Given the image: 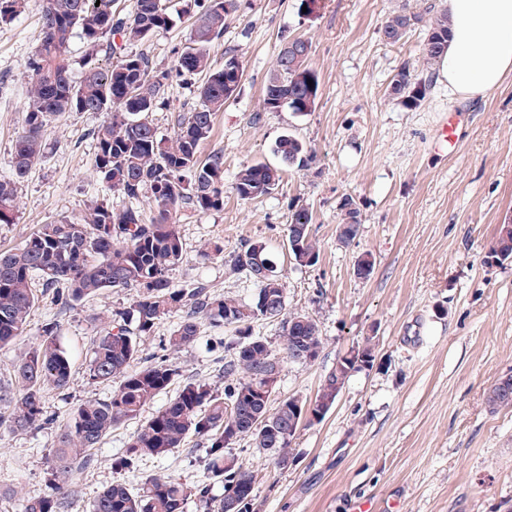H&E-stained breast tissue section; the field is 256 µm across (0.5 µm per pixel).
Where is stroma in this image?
<instances>
[{
    "label": "stroma",
    "mask_w": 512,
    "mask_h": 512,
    "mask_svg": "<svg viewBox=\"0 0 512 512\" xmlns=\"http://www.w3.org/2000/svg\"><path fill=\"white\" fill-rule=\"evenodd\" d=\"M177 16L142 46L157 67H171L193 39L196 17L181 0H168ZM299 0H242L226 19L224 34L209 47L213 66L227 51L244 65L235 98L217 113L202 155L224 156V207L188 211L180 232L186 249L170 274L174 287L202 281L212 291L249 300L253 284L229 276L222 260L202 252L220 239L225 252L260 240L286 277L287 308L318 323L321 349L314 362L284 361L277 395L314 400L338 358L371 341L375 365L353 372L325 417L301 426L295 460L275 467L270 455L241 441L235 454L255 475L259 512H512V406L491 408L489 388L512 376V261L488 262L500 224L512 218V73L485 99L460 103L448 97L439 66L419 61L425 39L414 26L398 44L386 43L380 27L400 0H322L311 16ZM40 2L0 24V178L13 173V147L22 130L30 74L28 58L39 44ZM312 40L310 64L320 89L313 111L267 112L262 107L267 73L282 35ZM430 80L414 109L391 96L402 66ZM201 76L184 75L166 91V106L153 114L158 132L170 137L195 102ZM460 112L458 142L448 155L430 145L449 110ZM96 112H68L45 135L40 162L25 177L12 223L0 224V251L21 247L43 224L76 220L95 200L114 209L134 208L144 221L147 200L112 193L94 168ZM291 133L315 153L311 171L285 170L279 187L253 200L239 199L231 185L242 165L280 160L277 139ZM359 204L361 224L352 245L337 240L344 197ZM307 206L320 246L315 266L300 268L288 254V208ZM374 269L355 272L361 255ZM24 336L0 349V383L55 325L67 352L68 388L43 392L46 424L28 432L0 427V512H22L24 499L47 490L48 454L58 445L73 409L104 399L111 385L87 378L89 348L105 317L126 310L131 293L109 288L63 308L41 280ZM177 322L163 319L143 345L151 359L167 355L181 380H204L224 388L223 328L202 323L200 339L164 353ZM141 424L113 429L93 451L91 466L71 481L67 512H88L103 487L121 479L137 485L148 475L188 482L203 475L207 443L190 437L185 448L116 473L112 459Z\"/></svg>",
    "instance_id": "stroma-1"
}]
</instances>
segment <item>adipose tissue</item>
I'll return each instance as SVG.
<instances>
[{"label":"adipose tissue","mask_w":512,"mask_h":512,"mask_svg":"<svg viewBox=\"0 0 512 512\" xmlns=\"http://www.w3.org/2000/svg\"><path fill=\"white\" fill-rule=\"evenodd\" d=\"M452 37L440 72L449 98H486L512 73V0H445Z\"/></svg>","instance_id":"1"}]
</instances>
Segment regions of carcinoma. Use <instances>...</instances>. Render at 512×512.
I'll list each match as a JSON object with an SVG mask.
<instances>
[{"mask_svg":"<svg viewBox=\"0 0 512 512\" xmlns=\"http://www.w3.org/2000/svg\"><path fill=\"white\" fill-rule=\"evenodd\" d=\"M198 18L191 44L178 53L174 70H159L144 52L119 55L102 62L99 54L118 45H137L169 27L173 18L166 0H134L130 15L114 9L115 0H41V39L26 68L32 75L24 126L13 151V175L0 179V224L13 220L18 194L28 171L43 155V138L51 120L65 112H102L95 129V170L110 189L129 199H151L153 222L127 208L112 209L106 201L91 202L76 221L42 224L15 252H0V349L24 335L36 295L33 277L43 281L56 303L70 307L108 288L134 291L129 308L115 315L91 349L88 380L115 384L106 400L89 399L77 406L57 448L49 452L48 491L26 501L24 512H66L73 473L90 464V450L115 427L137 418L166 393L179 370L164 355L138 370L141 343L152 336L159 322L180 317L163 344V350L179 352L199 339L207 321L229 332L224 337V392L204 380L185 382L181 390L153 413L131 435L126 447L112 460V468L130 470L147 458H163L185 447L196 436L207 442V462L201 479L186 483L165 475H148L133 488L114 481L93 499L92 512H184L188 501L202 512H256L252 472L242 469L230 448L243 440L258 451L272 453L274 463L285 468L294 461L289 448L301 425L300 414L330 410L351 373L361 367L372 348H356L351 359L339 360L323 379L309 403L288 397L272 405L277 387L259 393L266 377L281 372L280 359L313 362L321 348L316 322L286 308L287 288L274 268L266 244L254 241L244 249L224 255V243L210 241L205 253L224 261L231 274L249 279L255 288L245 302L225 297L198 282L191 288H175L169 274L184 261L179 231L184 210L224 208V156L200 158V147L209 138L216 113L235 97L244 70L212 67L209 45L224 34L225 18L236 0H188ZM27 0H0V23L14 20ZM423 23L426 37L423 55L437 61L452 36L448 13L425 17L408 10L394 12L382 25L384 39L400 42L413 25ZM78 36L85 44L83 77L70 79L69 45ZM311 43L301 37H283L276 62L264 86L267 112L295 113L314 109L319 91L317 72L309 64ZM202 74L205 81L188 116L173 136L164 138L149 119L164 98L172 74ZM312 84H307V81ZM425 82L403 65L394 75L391 94L408 108L425 98ZM282 167L265 163L243 166L235 175L233 191L251 200L275 191L286 168L310 170L312 150L291 134L275 144ZM342 219L338 239L349 245L358 235L360 208L353 198L339 206ZM313 215L304 205H290L288 242L293 260L316 263L319 250L310 230ZM490 254L495 261L512 260V224L499 227ZM259 319L279 320L282 343L271 349L263 336L253 333ZM71 382V365L54 327L26 352L14 369V383L0 388V425L14 432L34 429L48 421L43 387L65 389ZM493 406L512 405V376L490 391ZM221 493H215V488Z\"/></svg>","mask_w":512,"mask_h":512,"instance_id":"obj_1","label":"carcinoma"}]
</instances>
